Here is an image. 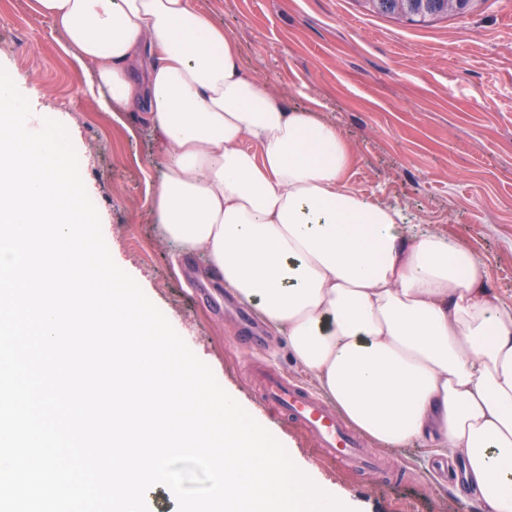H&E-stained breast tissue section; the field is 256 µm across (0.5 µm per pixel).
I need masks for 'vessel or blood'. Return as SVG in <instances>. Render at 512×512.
Here are the masks:
<instances>
[{"label": "vessel or blood", "mask_w": 512, "mask_h": 512, "mask_svg": "<svg viewBox=\"0 0 512 512\" xmlns=\"http://www.w3.org/2000/svg\"><path fill=\"white\" fill-rule=\"evenodd\" d=\"M253 378L261 403L282 421L304 430L325 457L336 459L344 468L367 471L382 479L390 475L384 460L366 454L359 434L307 388L269 366L255 368Z\"/></svg>", "instance_id": "b4317fda"}]
</instances>
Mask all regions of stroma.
<instances>
[{
	"label": "stroma",
	"instance_id": "stroma-1",
	"mask_svg": "<svg viewBox=\"0 0 512 512\" xmlns=\"http://www.w3.org/2000/svg\"><path fill=\"white\" fill-rule=\"evenodd\" d=\"M30 0H0V69L34 113L70 131L80 174L114 260L135 277L188 347L319 479L360 512H471L475 501L422 448L365 442L398 464L389 482L322 459L298 426L263 407L247 366L261 361L315 383L285 336L261 326L263 344H234L241 325L230 294L203 276L199 257L161 240L151 213L158 179L155 133L128 131L97 103L54 22ZM234 35L253 73L289 105L313 107L343 130L356 155L349 181L399 207L407 223L466 243L489 285L512 301V0L412 24L360 0H194Z\"/></svg>",
	"mask_w": 512,
	"mask_h": 512
}]
</instances>
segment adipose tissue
<instances>
[{"label": "adipose tissue", "mask_w": 512, "mask_h": 512, "mask_svg": "<svg viewBox=\"0 0 512 512\" xmlns=\"http://www.w3.org/2000/svg\"><path fill=\"white\" fill-rule=\"evenodd\" d=\"M100 107L159 137L165 241L286 337L298 369L375 444L461 459L512 512V303L470 248L354 191L335 122L289 106L192 0H31Z\"/></svg>", "instance_id": "1"}]
</instances>
